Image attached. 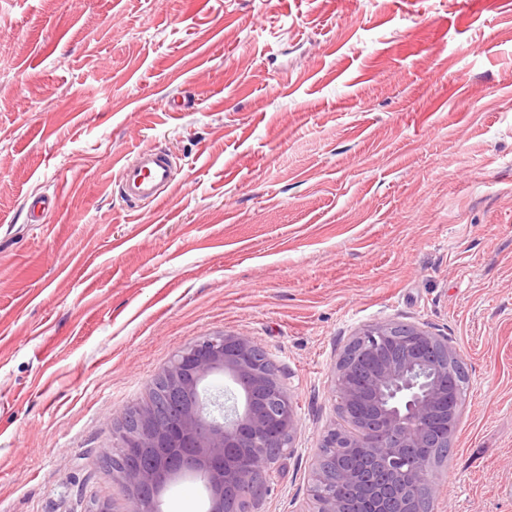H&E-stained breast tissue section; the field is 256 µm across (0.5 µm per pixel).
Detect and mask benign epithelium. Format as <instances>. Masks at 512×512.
Returning a JSON list of instances; mask_svg holds the SVG:
<instances>
[{"instance_id":"obj_1","label":"benign epithelium","mask_w":512,"mask_h":512,"mask_svg":"<svg viewBox=\"0 0 512 512\" xmlns=\"http://www.w3.org/2000/svg\"><path fill=\"white\" fill-rule=\"evenodd\" d=\"M249 336L219 333L202 336L173 355L156 378L175 398L179 413L161 425L153 400L138 405L134 425L114 429L120 447L146 456L169 439L182 447L173 461L126 465L116 473L135 512L142 510V492L167 482L166 475L198 472L207 479L209 512H226L232 495L244 490L262 498L270 488L273 461L264 452H246L251 440L273 438L286 453L294 452L299 426L290 389L273 375L269 355L259 356ZM459 351L448 337L416 324L407 333L387 322L360 328L339 355L332 393L346 420L359 427L354 434L328 429L322 447L333 474L327 485L324 467L315 465L308 495L318 512H348L345 493L361 492L378 512H402L406 489H427L431 459L408 458L411 448H439V434L449 436L458 407L455 377L450 372ZM214 373L228 376L238 388L231 403L214 402L224 420L215 422L204 403L188 397ZM361 448L364 464H345L340 449Z\"/></svg>"}]
</instances>
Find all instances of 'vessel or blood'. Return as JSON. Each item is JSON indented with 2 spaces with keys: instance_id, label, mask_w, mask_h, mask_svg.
Segmentation results:
<instances>
[{
  "instance_id": "b4317fda",
  "label": "vessel or blood",
  "mask_w": 512,
  "mask_h": 512,
  "mask_svg": "<svg viewBox=\"0 0 512 512\" xmlns=\"http://www.w3.org/2000/svg\"><path fill=\"white\" fill-rule=\"evenodd\" d=\"M176 163L171 154L160 149H147L134 159H121L116 182L123 200L140 206L157 200L171 185Z\"/></svg>"
}]
</instances>
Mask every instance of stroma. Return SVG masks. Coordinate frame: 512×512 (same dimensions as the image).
<instances>
[{
	"label": "stroma",
	"instance_id": "35a3bbf8",
	"mask_svg": "<svg viewBox=\"0 0 512 512\" xmlns=\"http://www.w3.org/2000/svg\"><path fill=\"white\" fill-rule=\"evenodd\" d=\"M155 147L131 208L115 156ZM391 321L468 367L431 512H512V0H0V512H127L113 428L214 333L297 406L251 512H315L334 364ZM118 161L116 183L121 197L130 205L140 206L157 200L175 177L174 158L164 150H142L133 161L126 156Z\"/></svg>",
	"mask_w": 512,
	"mask_h": 512
}]
</instances>
